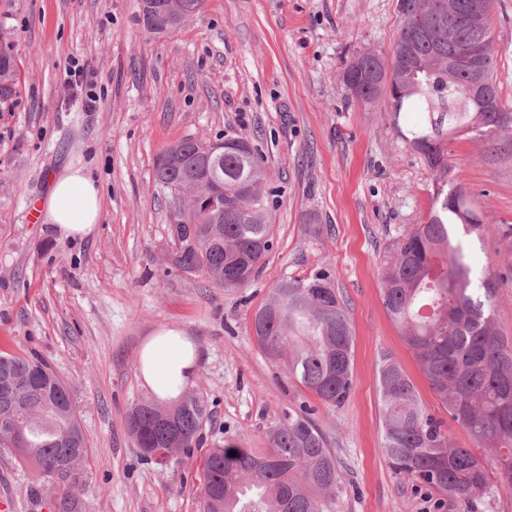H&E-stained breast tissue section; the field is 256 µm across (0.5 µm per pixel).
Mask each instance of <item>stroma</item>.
Masks as SVG:
<instances>
[{
  "mask_svg": "<svg viewBox=\"0 0 512 512\" xmlns=\"http://www.w3.org/2000/svg\"><path fill=\"white\" fill-rule=\"evenodd\" d=\"M138 3L0 0V35L19 69L16 95L0 105V353L49 365L71 390L88 446L72 480L51 485L0 448V503L52 512L72 488L86 512H200L206 451L267 448L268 432L308 400L259 348L252 315L283 278L326 266L351 323L354 386L341 406H316L338 471L322 512H512L496 484L468 508L396 473L383 453V355L446 414L382 298L395 241L429 218L431 172L400 137L419 115L392 121L383 103L351 101L342 80L357 53L390 51L399 0H204L163 36L143 28ZM491 20L498 88L512 104V0H493ZM83 82L95 110L80 103ZM223 135L258 148L274 234L259 273L229 290L172 266L176 200L155 179L168 145ZM450 150L455 184L496 226L468 244L478 276L495 284V316L511 341L512 132L493 142L471 133ZM72 165L102 190L90 239L56 238L33 216ZM311 221L325 225L322 236L305 233ZM161 329L194 341L186 390L211 412L194 453L165 468L143 458L128 425L152 398L140 356Z\"/></svg>",
  "mask_w": 512,
  "mask_h": 512,
  "instance_id": "obj_1",
  "label": "stroma"
}]
</instances>
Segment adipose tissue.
<instances>
[{
  "instance_id": "adipose-tissue-1",
  "label": "adipose tissue",
  "mask_w": 512,
  "mask_h": 512,
  "mask_svg": "<svg viewBox=\"0 0 512 512\" xmlns=\"http://www.w3.org/2000/svg\"><path fill=\"white\" fill-rule=\"evenodd\" d=\"M42 214L60 237H92L102 220V203L91 174L84 167L72 166L55 178ZM195 369V346L183 331L165 329L155 333L142 349V380L159 401L175 400L192 382Z\"/></svg>"
}]
</instances>
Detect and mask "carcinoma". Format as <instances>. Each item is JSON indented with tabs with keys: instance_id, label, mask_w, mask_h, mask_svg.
<instances>
[{
	"instance_id": "carcinoma-1",
	"label": "carcinoma",
	"mask_w": 512,
	"mask_h": 512,
	"mask_svg": "<svg viewBox=\"0 0 512 512\" xmlns=\"http://www.w3.org/2000/svg\"><path fill=\"white\" fill-rule=\"evenodd\" d=\"M203 0H171L166 14L143 24L162 34L197 14ZM400 0L402 28L390 53H360L349 62L343 82L352 100L363 104L389 97L393 118L418 112L420 120L402 140L418 151L433 174L429 219L395 244L382 283L384 305L425 373L450 419L463 428L471 448L452 445L444 421L421 401L402 365L383 356L378 385L384 406V453L389 465L414 483L465 505L481 495L496 473L498 488L512 496V344L497 329L491 279L473 280L465 238L484 236L485 217L472 224L470 197L453 184L448 144L457 136L495 137L512 128V104L501 99L491 23L470 21L474 0ZM480 45L485 53L483 89L466 70L449 64L457 48ZM18 66L0 44V103L16 93ZM224 150V221L212 224L189 211L169 225L178 245L173 265L198 271L219 288H238L257 274L273 247V225L265 196L266 170L248 141ZM198 145L183 139L156 159L155 178L170 189L205 196L210 185L193 166ZM262 317L255 339L264 354L284 364L304 391L329 406L342 404L353 388L352 331L344 302L329 271L280 281L255 310ZM177 431L159 424L164 407L135 406L129 429L137 448H166L188 456L208 418L205 402L179 396ZM17 412L26 420L25 439L0 437V447L34 465L50 481L57 463L79 469L87 442L71 392L36 356L0 355V415ZM302 406L288 423L272 430L269 448H212L203 458L202 512H321L319 495L338 481L336 459ZM482 448L494 449L486 459ZM236 455H230V452ZM58 512H85L83 501L67 491Z\"/></svg>"
}]
</instances>
